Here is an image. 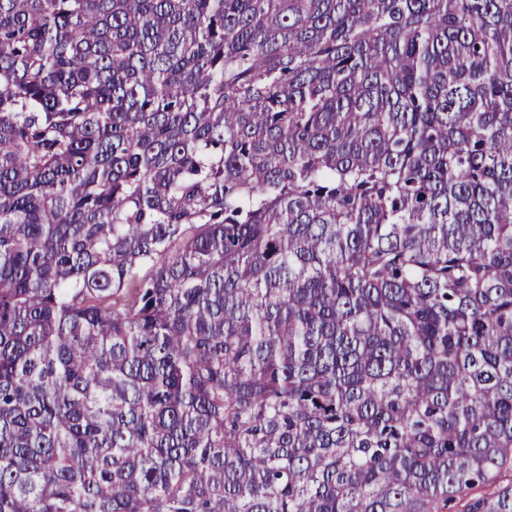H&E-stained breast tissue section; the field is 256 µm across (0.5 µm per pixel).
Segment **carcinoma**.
Wrapping results in <instances>:
<instances>
[{"label":"carcinoma","instance_id":"obj_1","mask_svg":"<svg viewBox=\"0 0 512 512\" xmlns=\"http://www.w3.org/2000/svg\"><path fill=\"white\" fill-rule=\"evenodd\" d=\"M505 468L512 0H0V512Z\"/></svg>","mask_w":512,"mask_h":512}]
</instances>
